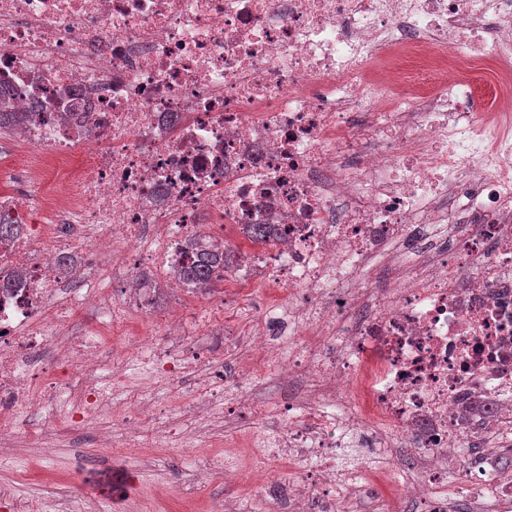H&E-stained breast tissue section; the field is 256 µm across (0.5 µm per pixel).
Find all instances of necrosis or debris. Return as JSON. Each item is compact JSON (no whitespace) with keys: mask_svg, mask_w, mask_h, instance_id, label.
<instances>
[{"mask_svg":"<svg viewBox=\"0 0 512 512\" xmlns=\"http://www.w3.org/2000/svg\"><path fill=\"white\" fill-rule=\"evenodd\" d=\"M0 85L27 112L0 147V213L43 224L0 243V442L23 438L22 407L62 395L99 418L101 360L67 319L93 307L104 335L147 311L141 264L167 279L219 244L245 256L224 281L287 293L300 339L274 348L268 303L243 378L265 367L299 403L205 470L313 457L264 488L270 512H455L491 488L512 512L480 447L512 443V0H0ZM110 264L126 272L116 295L98 289ZM476 400L497 415L462 414ZM115 414L179 449L152 394ZM349 442L371 464L344 479ZM401 448L399 492L369 493Z\"/></svg>","mask_w":512,"mask_h":512,"instance_id":"necrosis-or-debris-1","label":"necrosis or debris"}]
</instances>
